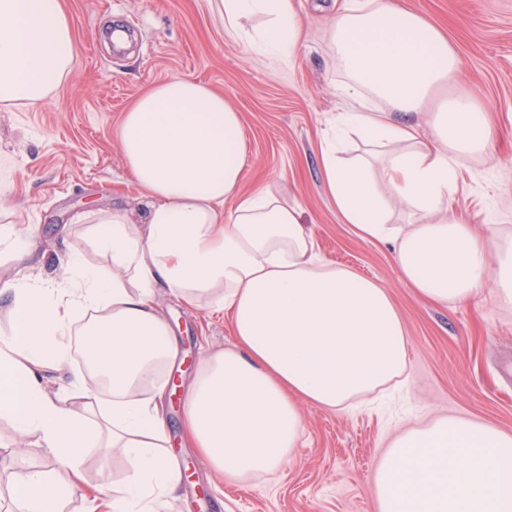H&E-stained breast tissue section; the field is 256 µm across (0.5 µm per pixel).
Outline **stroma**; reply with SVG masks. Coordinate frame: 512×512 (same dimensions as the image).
Masks as SVG:
<instances>
[{
  "label": "stroma",
  "instance_id": "obj_1",
  "mask_svg": "<svg viewBox=\"0 0 512 512\" xmlns=\"http://www.w3.org/2000/svg\"><path fill=\"white\" fill-rule=\"evenodd\" d=\"M304 38L292 57L242 52L224 34L217 0H65L74 30V64L45 102L0 112V225L32 231L39 248L17 260L0 249V278L52 279L78 246L87 264L100 256L88 229L100 213H141L145 195L126 171L117 131L143 92L173 76L201 80L240 112L246 162L239 191L269 183L303 210L322 257L385 288L409 338L406 381L356 410L301 407L306 434L282 471L226 484L188 439L183 395L200 356L229 345V317L160 291L156 300L178 341L163 373L161 410L183 473L162 512H377L373 473L390 437L440 413L512 433V311L483 288L472 305L431 304L401 279L390 246L357 237L327 195L318 141L344 107L329 62L332 14L299 0ZM444 28L461 57L459 82L489 109V153L457 166L453 208L476 224L512 225V0H403ZM37 436H18L0 419V512H12L10 482L30 467L52 468ZM78 491L66 512H113L112 490L128 472L121 455L90 451L78 466Z\"/></svg>",
  "mask_w": 512,
  "mask_h": 512
}]
</instances>
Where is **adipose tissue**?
Segmentation results:
<instances>
[{"instance_id":"ef3b65f1","label":"adipose tissue","mask_w":512,"mask_h":512,"mask_svg":"<svg viewBox=\"0 0 512 512\" xmlns=\"http://www.w3.org/2000/svg\"><path fill=\"white\" fill-rule=\"evenodd\" d=\"M224 33L245 51L290 55L302 40L295 0H219ZM345 97L328 125L356 136L346 158L319 144L325 190L359 236L390 244L404 283L436 304L471 303L492 283L512 310V226L478 230L450 215L462 157L488 150L486 106L458 82L460 58L442 29L399 0H342L328 33ZM74 61L62 0H0V108L35 105ZM118 139L126 169L150 198L144 223L99 214L94 246L109 258L86 265L71 250L60 281H13L0 334V417L38 433L56 468L15 476L20 512H64L83 450L102 441L130 479L114 512H155L181 482L167 452L155 397L177 339L156 303L164 288L195 306L224 310L233 341L203 354L185 392L188 435L225 481L251 480L290 462L305 434L308 403L345 410L403 376L408 338L387 292L324 262L298 205L268 188L238 190L245 164L241 116L208 84L172 77L125 112ZM234 199L232 213L224 202ZM411 220L394 221L395 203ZM90 314L85 357L112 393L103 409L81 374L83 411L42 382L70 358L71 323ZM377 512H512V434L453 416L396 436L374 474Z\"/></svg>"}]
</instances>
